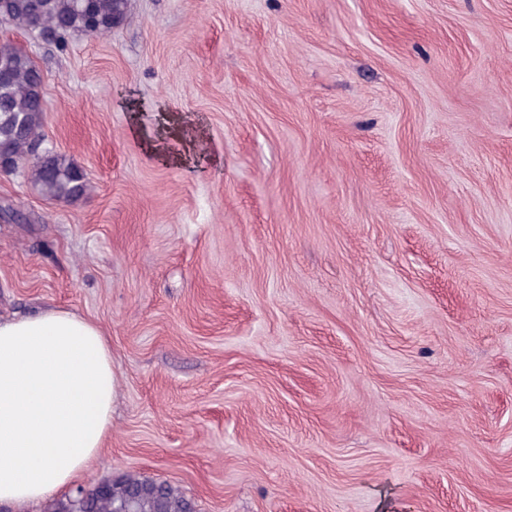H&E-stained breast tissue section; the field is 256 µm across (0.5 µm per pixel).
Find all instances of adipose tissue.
Listing matches in <instances>:
<instances>
[{"label":"adipose tissue","mask_w":512,"mask_h":512,"mask_svg":"<svg viewBox=\"0 0 512 512\" xmlns=\"http://www.w3.org/2000/svg\"><path fill=\"white\" fill-rule=\"evenodd\" d=\"M116 385L96 323L64 309L0 320V503H39L87 467L111 433Z\"/></svg>","instance_id":"adipose-tissue-1"}]
</instances>
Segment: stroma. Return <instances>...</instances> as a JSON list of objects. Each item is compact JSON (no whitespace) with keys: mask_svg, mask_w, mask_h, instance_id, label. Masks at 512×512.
<instances>
[{"mask_svg":"<svg viewBox=\"0 0 512 512\" xmlns=\"http://www.w3.org/2000/svg\"><path fill=\"white\" fill-rule=\"evenodd\" d=\"M0 173V316L95 322L112 432L74 480L197 512H512V0H128Z\"/></svg>","mask_w":512,"mask_h":512,"instance_id":"1","label":"stroma"}]
</instances>
